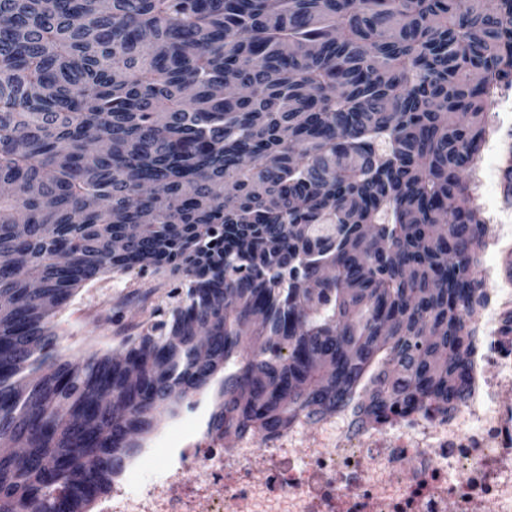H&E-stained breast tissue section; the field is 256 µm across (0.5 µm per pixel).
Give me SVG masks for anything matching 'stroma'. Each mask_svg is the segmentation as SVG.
I'll list each match as a JSON object with an SVG mask.
<instances>
[{
	"label": "stroma",
	"instance_id": "obj_1",
	"mask_svg": "<svg viewBox=\"0 0 512 512\" xmlns=\"http://www.w3.org/2000/svg\"><path fill=\"white\" fill-rule=\"evenodd\" d=\"M489 125L491 130L479 165L490 171L492 178L476 184L473 197L474 205L486 215L502 204L498 175L505 160L504 138L512 129V112L490 105ZM180 282V275L167 267L156 272L133 269L99 275L79 288L55 314L57 357L76 363L93 354L116 353L124 340L136 338L146 330L155 311L174 306L172 291ZM214 399L211 388L194 395L190 402L181 403L174 414L163 415L151 433L141 436L135 465L121 478L127 490L156 484L168 469L180 466V448L204 435Z\"/></svg>",
	"mask_w": 512,
	"mask_h": 512
}]
</instances>
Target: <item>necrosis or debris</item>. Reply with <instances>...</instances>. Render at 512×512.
Masks as SVG:
<instances>
[{"instance_id": "4bbe7bcc", "label": "necrosis or debris", "mask_w": 512, "mask_h": 512, "mask_svg": "<svg viewBox=\"0 0 512 512\" xmlns=\"http://www.w3.org/2000/svg\"><path fill=\"white\" fill-rule=\"evenodd\" d=\"M485 308L490 339L452 415L394 414L360 432L332 415L298 420L232 450L207 436L160 483L113 488L100 512H512V400L500 394L512 386V289L489 291Z\"/></svg>"}]
</instances>
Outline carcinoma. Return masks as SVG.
Returning a JSON list of instances; mask_svg holds the SVG:
<instances>
[{
    "label": "carcinoma",
    "instance_id": "cac0c4a2",
    "mask_svg": "<svg viewBox=\"0 0 512 512\" xmlns=\"http://www.w3.org/2000/svg\"><path fill=\"white\" fill-rule=\"evenodd\" d=\"M505 83L512 0H0V512H90L221 371L210 436L453 413ZM165 266L166 318L58 360L77 289Z\"/></svg>",
    "mask_w": 512,
    "mask_h": 512
}]
</instances>
